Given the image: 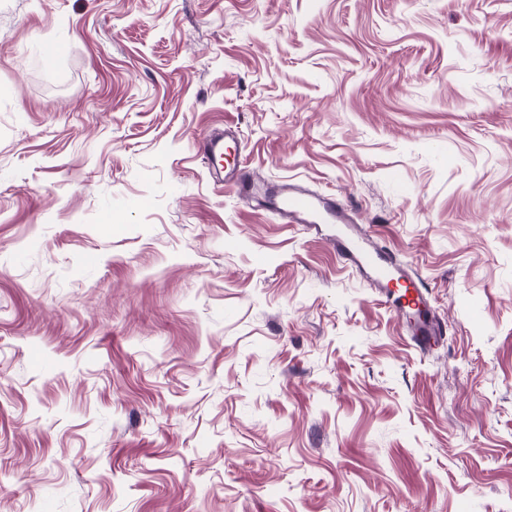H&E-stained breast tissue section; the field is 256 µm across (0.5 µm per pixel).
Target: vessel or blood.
<instances>
[{"instance_id": "obj_1", "label": "vessel or blood", "mask_w": 512, "mask_h": 512, "mask_svg": "<svg viewBox=\"0 0 512 512\" xmlns=\"http://www.w3.org/2000/svg\"><path fill=\"white\" fill-rule=\"evenodd\" d=\"M236 128L225 127L219 134H206L195 148L207 164L214 185L224 187L245 198H252L257 184L254 171L246 160L225 166L224 143L235 139ZM264 210L279 214L290 224H352L353 210L335 196L313 194L294 182L271 183L262 195ZM333 247L340 261L361 272L372 287L382 290L387 303L409 321L408 334L420 346L436 342L442 334L426 289L408 269L396 266L385 253L360 245L352 234L337 236Z\"/></svg>"}]
</instances>
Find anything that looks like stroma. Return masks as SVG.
Returning <instances> with one entry per match:
<instances>
[{
  "instance_id": "obj_1",
  "label": "stroma",
  "mask_w": 512,
  "mask_h": 512,
  "mask_svg": "<svg viewBox=\"0 0 512 512\" xmlns=\"http://www.w3.org/2000/svg\"><path fill=\"white\" fill-rule=\"evenodd\" d=\"M0 512H512V0H0ZM237 130L233 127H224V133L205 134L195 142L197 153L207 163L210 180L214 185L224 186V189L233 191L244 198H252L257 184L254 171L243 158L242 150L237 164L224 168V139L237 140ZM262 209L279 214L286 224H348V232L336 235L332 246L336 256L348 267L366 276L373 288H378L395 311L407 316L408 334L418 346L431 345L442 334V329L427 298L421 281L408 269L396 266L385 253L367 249L351 234L349 224L353 209L336 196L313 194L294 182L271 183L263 189ZM401 288L392 291L386 288Z\"/></svg>"
}]
</instances>
